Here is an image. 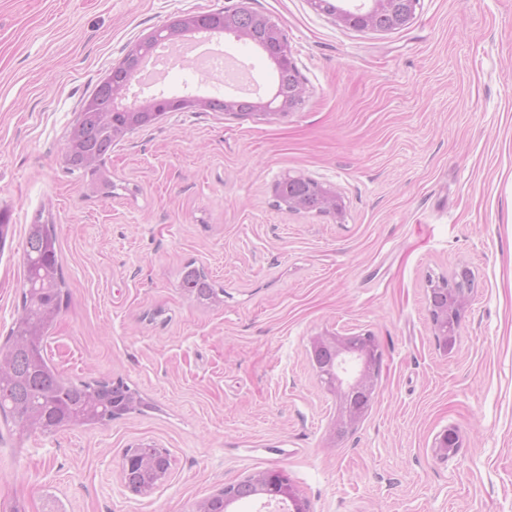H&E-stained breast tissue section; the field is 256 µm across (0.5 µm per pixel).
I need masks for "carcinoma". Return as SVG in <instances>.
I'll return each instance as SVG.
<instances>
[{"label": "carcinoma", "mask_w": 512, "mask_h": 512, "mask_svg": "<svg viewBox=\"0 0 512 512\" xmlns=\"http://www.w3.org/2000/svg\"><path fill=\"white\" fill-rule=\"evenodd\" d=\"M276 82L282 95L291 94L300 82L298 71H279ZM91 99L98 111L79 112L69 133L74 149L63 155L64 169L78 174L87 189L104 199L112 197L114 183L106 167L112 147L120 139L115 129L126 127L131 114L112 111V100L97 85ZM170 96H160V107L139 116V127L158 123L169 112ZM307 211L321 213L319 194L309 179L300 183ZM22 312L15 320L9 343L0 347V414L13 421L18 432L32 424L47 431L96 425L153 408L137 390L117 382L71 381L59 377L45 356V338L62 302L58 241L50 224H30L23 252ZM180 288L201 305L220 302L219 293L203 271L189 263L180 272Z\"/></svg>", "instance_id": "carcinoma-1"}]
</instances>
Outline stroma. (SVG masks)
<instances>
[{"instance_id": "obj_1", "label": "stroma", "mask_w": 512, "mask_h": 512, "mask_svg": "<svg viewBox=\"0 0 512 512\" xmlns=\"http://www.w3.org/2000/svg\"><path fill=\"white\" fill-rule=\"evenodd\" d=\"M238 3L0 0V345L27 226L53 225L51 364L157 406L22 439L0 418V512H194L271 469L310 512H512V0H418L387 32L249 0L284 30L301 104L272 120L167 113L113 148L115 195H89L60 159L96 85L170 17ZM297 176L335 188L342 217L279 209L276 182ZM189 263L221 304L179 288ZM461 265L477 287L446 354L428 281ZM324 332L382 353L370 410L335 443L339 404L309 355ZM447 428L461 446L442 460ZM139 443L171 454L147 496L119 469ZM433 448L435 455L440 459L455 455L460 448L457 432L452 428L445 429L436 439Z\"/></svg>"}]
</instances>
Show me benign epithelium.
I'll return each mask as SVG.
<instances>
[{
  "mask_svg": "<svg viewBox=\"0 0 512 512\" xmlns=\"http://www.w3.org/2000/svg\"><path fill=\"white\" fill-rule=\"evenodd\" d=\"M417 0H370V5L363 12V28L375 29V20L384 18L388 21L387 29L392 30L406 25L415 13ZM249 10L246 0H240L234 8H226L215 12L223 23V32L233 33L239 40L254 41L257 36H262L268 49L269 58L278 68L294 69L296 65L286 48V37L275 23L264 15H254L253 25L245 28L239 25L240 13ZM203 16L196 14L177 15L162 26L166 34L192 30ZM159 30L155 29L145 37L134 43L126 54L127 64L134 66L140 60L144 47L157 38ZM305 90L302 84H297L289 97L278 100V94L274 93L266 98H261L251 106V113L258 116L283 115L295 108L297 101L301 100ZM210 109V98L189 95L187 99L173 100V110L182 111H207ZM318 191L322 197L323 208L334 215L341 214L342 206L336 190L331 186H320ZM444 291L453 295L450 307L437 308L433 300H428L430 308V320L433 334L439 347L446 353L453 350L458 334V322L460 321L469 303L475 279L472 271L461 266L454 270L450 276L440 281ZM326 349L334 356L343 360L350 356L354 361L351 372L328 374L317 370L318 378L324 387L339 401L340 412L334 421L330 439L339 438V432H351L355 430L365 418L363 400L372 398L376 393V384L381 364V352L379 346L371 338H363L353 341L351 336L338 334H320L310 339V354ZM460 448V440L457 432L448 428L444 430L434 443V453L440 459H446L457 453ZM135 467L148 471L151 480L141 485H131L127 482V474ZM119 468L124 487L134 494H148L159 483L164 481L170 468L169 453L166 449H159V455L154 460H139L131 450L123 452ZM252 483L260 490L267 492V498L278 499L281 496L288 498L292 512H308L307 502L299 497L296 490L290 484L285 475H280V480H275V474L270 471H261L250 476Z\"/></svg>",
  "mask_w": 512,
  "mask_h": 512,
  "instance_id": "1",
  "label": "benign epithelium"
}]
</instances>
